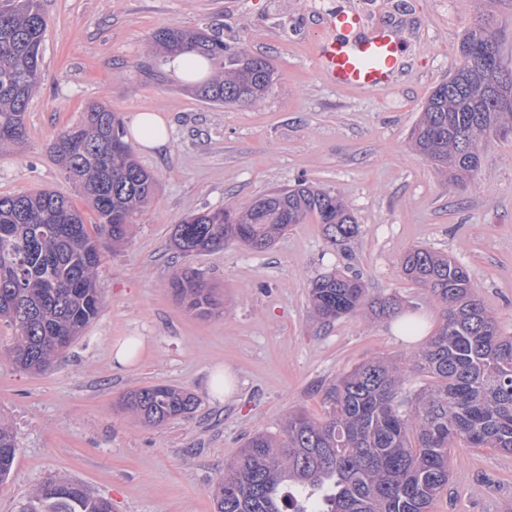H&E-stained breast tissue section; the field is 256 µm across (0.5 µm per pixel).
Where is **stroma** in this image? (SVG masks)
<instances>
[{
  "label": "stroma",
  "mask_w": 512,
  "mask_h": 512,
  "mask_svg": "<svg viewBox=\"0 0 512 512\" xmlns=\"http://www.w3.org/2000/svg\"><path fill=\"white\" fill-rule=\"evenodd\" d=\"M46 30L41 84L27 111L24 145L0 154V195L47 189L70 197L87 226L97 217L50 154L57 135L88 104L123 121L161 114L169 142L136 150L157 180L123 247L105 249L98 317L41 374L3 352L13 331L0 322V418L19 436L0 512H19L29 492L67 478L112 512H215L212 489L224 465L257 432L280 434L288 415L324 414L322 389L374 357L407 366L415 345L392 329L398 316L438 326L442 309L403 277L399 260L420 246L467 267L475 291L512 334V133L481 145V166L449 182L413 151L409 136L431 91L452 75L465 32L492 16L512 67V0H41ZM358 10L364 34L391 30L402 63L391 89L331 85L315 39L332 13ZM216 30L231 51L267 58L278 74L257 103L214 106L194 84L152 57L161 28ZM155 67L162 80L147 78ZM306 182L340 196L359 226L333 245L316 219L293 226L270 248L237 244L183 257L176 224L189 214L239 206ZM199 270L224 297V312L200 317L169 290L179 267ZM361 278L368 300H399L396 316L357 313L317 319L312 281L332 270ZM142 337L130 366L116 342ZM236 375L231 398L207 393L215 366ZM168 384L192 393V413L160 427L119 407L127 392ZM431 512H512V455L460 446Z\"/></svg>",
  "instance_id": "1"
}]
</instances>
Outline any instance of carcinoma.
<instances>
[{
	"instance_id": "obj_1",
	"label": "carcinoma",
	"mask_w": 512,
	"mask_h": 512,
	"mask_svg": "<svg viewBox=\"0 0 512 512\" xmlns=\"http://www.w3.org/2000/svg\"><path fill=\"white\" fill-rule=\"evenodd\" d=\"M45 30L40 0H0V153L27 139L25 114L41 82ZM150 45L170 56L198 52L216 60L198 90L215 105L255 103L277 77L267 60L228 55L224 39L207 32L163 28ZM461 46L471 47L470 54L431 92L410 135L420 155L460 183L479 169L480 140L512 128V100L499 101L487 82L489 66L502 64L494 22L474 23ZM50 153L92 206L98 232L90 234L75 204L53 191L0 195V320L14 329L6 352L34 374L47 370L99 314L104 244L130 239L133 217L156 189L125 140L122 119L104 104L88 106ZM310 216L332 245L358 233L342 198L300 184L240 207L190 214L176 225L173 245L185 256L232 242L261 251ZM401 267L443 308L437 329L409 359L425 383L409 385L399 365L380 358L336 377L323 391L322 418L290 414L281 437L257 433L224 464L213 494L216 512H429L448 487L450 449L462 443L512 454V335L501 333L471 289L469 271L452 257L415 248ZM169 286L201 316L224 309L194 268L175 273ZM309 298L326 322L366 307L389 316L398 306L367 303L360 279L338 271L315 279ZM122 404L159 427L189 414L197 399L153 384L128 392ZM17 443L16 430L0 419V481L13 467ZM20 512H112V504L58 478L34 489Z\"/></svg>"
}]
</instances>
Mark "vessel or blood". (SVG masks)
<instances>
[{
    "label": "vessel or blood",
    "instance_id": "obj_1",
    "mask_svg": "<svg viewBox=\"0 0 512 512\" xmlns=\"http://www.w3.org/2000/svg\"><path fill=\"white\" fill-rule=\"evenodd\" d=\"M363 26L362 15L355 11L329 18L320 36L318 66L333 85L371 92L387 90L400 62L399 43L388 30L352 39V32Z\"/></svg>",
    "mask_w": 512,
    "mask_h": 512
}]
</instances>
